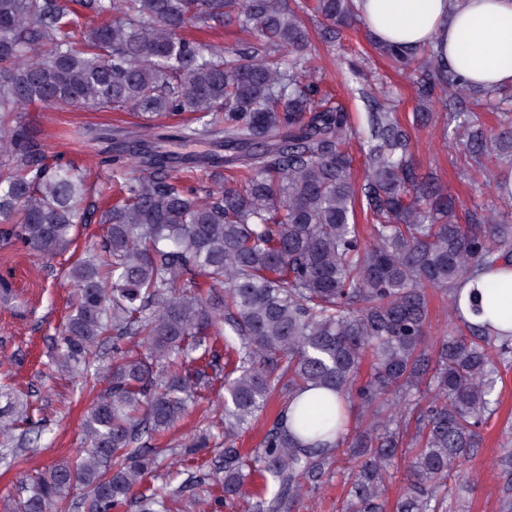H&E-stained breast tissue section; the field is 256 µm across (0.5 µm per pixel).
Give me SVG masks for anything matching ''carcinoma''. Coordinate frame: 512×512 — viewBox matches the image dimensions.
<instances>
[{
	"instance_id": "obj_1",
	"label": "carcinoma",
	"mask_w": 512,
	"mask_h": 512,
	"mask_svg": "<svg viewBox=\"0 0 512 512\" xmlns=\"http://www.w3.org/2000/svg\"><path fill=\"white\" fill-rule=\"evenodd\" d=\"M329 38L355 20L352 0H316ZM236 16L256 38L226 48L184 36L196 24ZM416 75L418 96L451 112L454 139L483 153L493 138L463 106L483 90L440 66L433 51L377 45ZM308 30L288 0H0V242L53 257L74 241L88 192L84 169L49 160L41 130L20 110L38 104L103 111L129 108L145 124L119 136L115 204L98 244L74 263L71 310L53 340L57 370L108 388L83 423L84 453L28 478L5 512H171L201 486L194 472L160 491L147 446L184 419L221 370L216 345L234 349L224 374L222 447L194 434L168 466L211 452L234 510L255 472L279 483L256 512H293L345 448L341 512H448V476L477 455L479 427L496 411L499 367L512 366V331L491 334L465 319L461 286L512 263V224L475 206L459 217L455 197L419 179L407 128L384 107L367 115V169L352 178L347 112L320 97ZM194 118L174 137L210 136L224 156L192 158L151 141L159 117ZM228 171L221 190L191 185L197 172ZM487 187L512 201V183ZM374 223L360 236L355 204ZM448 305L447 333L427 336L426 289ZM112 340V360L100 347ZM369 378L357 383L365 355ZM340 394L288 411L308 388ZM280 410L258 448L237 446L272 397ZM0 418L24 403L0 381ZM365 425L351 429V401ZM414 429L410 442L404 438ZM19 452L0 423V465ZM406 463L407 487L391 502L387 483ZM494 467L500 512H512V448ZM88 489L75 496L78 486Z\"/></svg>"
}]
</instances>
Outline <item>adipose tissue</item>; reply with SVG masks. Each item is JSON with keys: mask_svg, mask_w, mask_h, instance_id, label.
Here are the masks:
<instances>
[{"mask_svg": "<svg viewBox=\"0 0 512 512\" xmlns=\"http://www.w3.org/2000/svg\"><path fill=\"white\" fill-rule=\"evenodd\" d=\"M374 39L404 50L430 46L442 64L472 85H512V0H354ZM473 323L512 330V267L480 272L462 289ZM479 312H472V304Z\"/></svg>", "mask_w": 512, "mask_h": 512, "instance_id": "adipose-tissue-1", "label": "adipose tissue"}]
</instances>
